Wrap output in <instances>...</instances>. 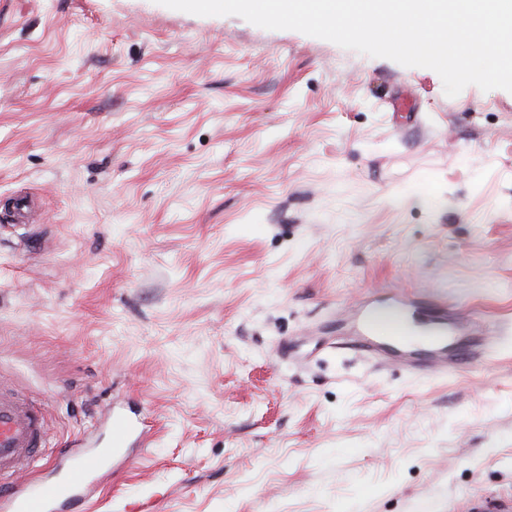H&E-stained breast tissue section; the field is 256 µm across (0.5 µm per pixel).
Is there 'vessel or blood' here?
<instances>
[{"label": "vessel or blood", "mask_w": 512, "mask_h": 512, "mask_svg": "<svg viewBox=\"0 0 512 512\" xmlns=\"http://www.w3.org/2000/svg\"><path fill=\"white\" fill-rule=\"evenodd\" d=\"M378 300L367 295L351 314L356 325L348 335L325 346L354 354L379 368H398L417 380L445 377L461 365L488 367L495 363V351L512 329L505 325L487 328L477 337L464 358L448 352V341L458 336L462 315L449 309L447 301L431 304V314L419 334L428 336L425 345L416 344L415 334L400 321L382 322L373 310ZM45 421L26 404L0 396V512H73L96 484L112 460H125L130 449L148 444L141 418L136 414L113 412L108 434V452L88 448L77 439L75 450L65 452L47 478L18 481L19 471L34 464L45 443Z\"/></svg>", "instance_id": "vessel-or-blood-1"}]
</instances>
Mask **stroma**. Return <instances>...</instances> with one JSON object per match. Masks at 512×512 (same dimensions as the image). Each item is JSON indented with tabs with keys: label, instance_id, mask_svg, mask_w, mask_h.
<instances>
[{
	"label": "stroma",
	"instance_id": "obj_1",
	"mask_svg": "<svg viewBox=\"0 0 512 512\" xmlns=\"http://www.w3.org/2000/svg\"><path fill=\"white\" fill-rule=\"evenodd\" d=\"M389 283L512 315V93L157 0H0V392L79 512L512 506V335L435 383L314 353ZM296 344L281 356L282 338ZM114 412L108 434L110 456L79 438L75 451H67L48 478L18 482V472L35 463L45 443V421L26 404L6 399L0 392V509L3 512H70L80 505L114 459L123 461L130 448H146L140 415Z\"/></svg>",
	"mask_w": 512,
	"mask_h": 512
}]
</instances>
